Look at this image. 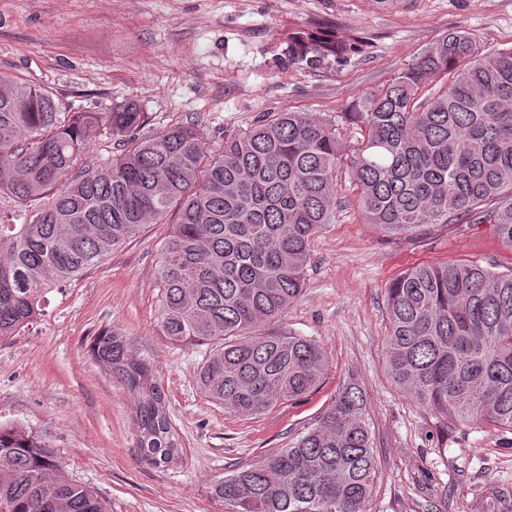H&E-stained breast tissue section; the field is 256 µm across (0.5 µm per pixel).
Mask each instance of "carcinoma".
<instances>
[{
	"label": "carcinoma",
	"instance_id": "carcinoma-1",
	"mask_svg": "<svg viewBox=\"0 0 512 512\" xmlns=\"http://www.w3.org/2000/svg\"><path fill=\"white\" fill-rule=\"evenodd\" d=\"M316 27L288 37L295 63L361 52ZM338 126L268 112L205 151L197 126L138 137L136 104L63 112L46 88L0 73V338L39 315L51 286L78 277L143 226L177 221L162 247L160 317L170 341L207 345L199 388L257 416L317 390L322 347L292 332L259 333L303 292L312 239L336 217L346 167L362 221L400 238L428 224H488L512 248V48L486 51L463 31L427 47L364 95ZM99 136L124 152L84 161ZM386 359L413 401L456 422L512 432V272L418 265L386 288ZM93 357L138 401L140 448L180 457L152 368L107 329ZM364 393L350 376L286 448L215 480L225 512H370L378 476ZM0 512H105L53 446L0 426Z\"/></svg>",
	"mask_w": 512,
	"mask_h": 512
}]
</instances>
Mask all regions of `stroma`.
Returning a JSON list of instances; mask_svg holds the SVG:
<instances>
[{
    "label": "stroma",
    "instance_id": "35a3bbf8",
    "mask_svg": "<svg viewBox=\"0 0 512 512\" xmlns=\"http://www.w3.org/2000/svg\"><path fill=\"white\" fill-rule=\"evenodd\" d=\"M319 25L366 38L350 60L288 59V35ZM480 47L512 46V0H0V71L50 89L66 112L137 103L142 135L193 123L215 153L267 112L339 121L449 31ZM342 204L311 243L300 297L267 331L315 339L327 355L320 387L253 417L225 412L196 385L209 351L171 343L159 314L158 268L171 224L140 234L69 283L40 318L0 338V424L57 448L73 480L107 512H224L210 495L233 465L286 447L347 376L366 398L380 460L371 512H512V432L449 422L411 400L388 372L385 290L422 264L476 262L512 271V249L489 225L422 227L400 239L363 223L346 169ZM149 360L183 452L156 464L139 448L135 401L93 359L103 330Z\"/></svg>",
    "mask_w": 512,
    "mask_h": 512
}]
</instances>
